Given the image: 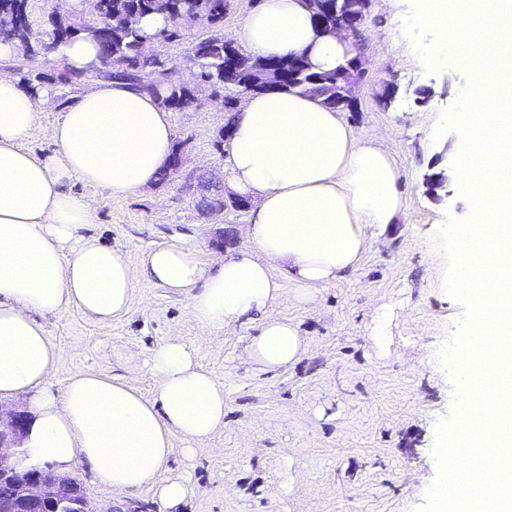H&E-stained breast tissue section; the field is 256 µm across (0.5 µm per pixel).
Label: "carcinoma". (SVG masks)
Returning a JSON list of instances; mask_svg holds the SVG:
<instances>
[{
	"label": "carcinoma",
	"mask_w": 512,
	"mask_h": 512,
	"mask_svg": "<svg viewBox=\"0 0 512 512\" xmlns=\"http://www.w3.org/2000/svg\"><path fill=\"white\" fill-rule=\"evenodd\" d=\"M180 2L182 0H100L96 18L89 20L83 14V0H77L70 14L47 21V48L42 53H54L78 36L91 38L100 46L107 79L127 81L155 96L165 109L182 111L194 106L193 92L197 83L207 82L217 90L224 88L227 45L233 43V39L223 34L212 35V30L222 28L230 0H189L190 15L181 18L178 17ZM153 14L167 19L165 26L155 32L161 42L179 39L184 25H198L206 30L205 36L196 39L191 47L197 66L191 80L184 81L172 73H162L158 68V58L139 52V43L149 35L138 25H129L128 19L138 20ZM37 22L35 0H0V42L13 47L14 59L37 51L25 40L26 31ZM14 75L33 94L51 93L60 86L100 79L94 72L73 75L55 68L33 74L21 66L15 67ZM277 88L311 95L325 106L334 97V86L327 83V74L310 69L302 80L295 83L285 81Z\"/></svg>",
	"instance_id": "cac0c4a2"
}]
</instances>
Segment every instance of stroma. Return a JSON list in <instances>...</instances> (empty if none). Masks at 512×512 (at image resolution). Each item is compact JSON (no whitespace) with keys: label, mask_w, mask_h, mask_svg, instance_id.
<instances>
[{"label":"stroma","mask_w":512,"mask_h":512,"mask_svg":"<svg viewBox=\"0 0 512 512\" xmlns=\"http://www.w3.org/2000/svg\"><path fill=\"white\" fill-rule=\"evenodd\" d=\"M412 0L389 7L371 0L361 29L365 74L357 109L342 118L363 139L390 148L399 168L404 207L398 221L375 234L360 268L318 289L312 303L284 290L265 314L210 333L190 318L186 299L139 280L128 309L106 323L69 308L45 318L58 360L51 374L63 388L78 370L119 377L144 397L154 378L147 361L170 338L198 349V364L224 386V427L206 450L178 452L168 469L185 473L192 496L174 512H427L439 480L437 427L452 413L455 376L438 364L461 331L465 306L445 287L448 254L439 235L464 221L469 202L453 173L462 136L443 128L467 88L464 70L433 69L420 47L432 34L408 26ZM395 93L378 100L385 86ZM77 87L57 90L40 112L26 148L36 157L55 146L50 129ZM197 107L171 113L174 139L183 143L182 170L164 183L104 197L75 181L95 215L88 232L121 249L140 266L152 249L192 248L205 267L224 257L217 227L198 205L190 176L218 181L230 158L221 132L229 118L224 99L202 89ZM444 178L431 189L429 179ZM292 322L307 342L302 358L274 372L256 371L243 350L263 318ZM97 512L130 502L143 512H167L152 491L113 493L87 464L72 470Z\"/></svg>","instance_id":"stroma-1"}]
</instances>
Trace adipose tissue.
I'll list each match as a JSON object with an SVG mask.
<instances>
[{
  "label": "adipose tissue",
  "mask_w": 512,
  "mask_h": 512,
  "mask_svg": "<svg viewBox=\"0 0 512 512\" xmlns=\"http://www.w3.org/2000/svg\"><path fill=\"white\" fill-rule=\"evenodd\" d=\"M235 39L253 57L300 55L317 72L335 71L344 56L340 37L319 31L305 0H261ZM35 64L77 74L100 66L101 53L79 37ZM48 102L0 73V402L28 398L26 465L67 473L83 461L113 492L149 489L175 508L192 487L187 476L164 473L173 438L181 436L191 455L206 447L224 426L223 385L198 367L195 349L171 339L148 361L152 398L87 371L54 390L57 350L42 316L73 307L95 321L112 319L127 310L142 277L184 295L190 317L208 331L264 312L287 287L310 302L359 267L375 231L396 223L403 197L394 158L318 99L292 90L247 95L232 121L223 177L255 202L249 248L211 270L191 248L168 245L137 270L121 250L87 235L94 213L72 183L110 198L154 184L174 144L167 110L127 82L87 83L63 106L51 129L56 152L42 159L24 145ZM305 351L297 328L277 318L245 346L264 372Z\"/></svg>",
  "instance_id": "1"
}]
</instances>
